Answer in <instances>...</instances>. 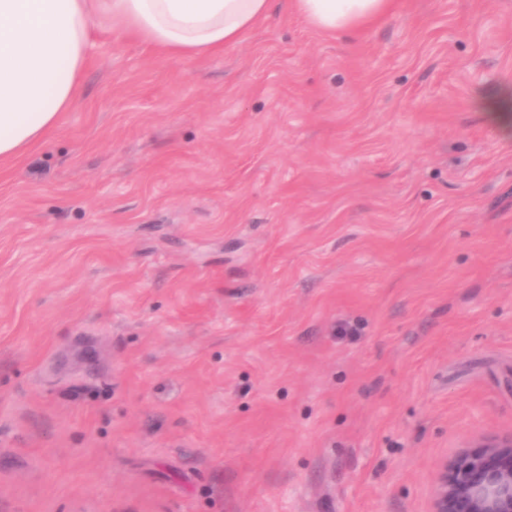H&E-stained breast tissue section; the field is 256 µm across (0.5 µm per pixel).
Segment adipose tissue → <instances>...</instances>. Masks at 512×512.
<instances>
[{"mask_svg":"<svg viewBox=\"0 0 512 512\" xmlns=\"http://www.w3.org/2000/svg\"><path fill=\"white\" fill-rule=\"evenodd\" d=\"M317 29L355 30L386 16L395 0H290ZM270 0H0V160L16 159L58 125L81 94L92 49L90 22L178 59L237 43Z\"/></svg>","mask_w":512,"mask_h":512,"instance_id":"ef3b65f1","label":"adipose tissue"}]
</instances>
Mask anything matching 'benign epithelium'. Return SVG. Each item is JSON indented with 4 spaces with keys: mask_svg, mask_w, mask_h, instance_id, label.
<instances>
[{
    "mask_svg": "<svg viewBox=\"0 0 512 512\" xmlns=\"http://www.w3.org/2000/svg\"><path fill=\"white\" fill-rule=\"evenodd\" d=\"M432 512H512V437L442 461Z\"/></svg>",
    "mask_w": 512,
    "mask_h": 512,
    "instance_id": "obj_1",
    "label": "benign epithelium"
}]
</instances>
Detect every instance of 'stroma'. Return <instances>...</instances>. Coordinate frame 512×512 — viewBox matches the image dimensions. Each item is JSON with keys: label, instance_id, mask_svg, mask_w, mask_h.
Returning a JSON list of instances; mask_svg holds the SVG:
<instances>
[{"label": "stroma", "instance_id": "stroma-1", "mask_svg": "<svg viewBox=\"0 0 512 512\" xmlns=\"http://www.w3.org/2000/svg\"><path fill=\"white\" fill-rule=\"evenodd\" d=\"M173 59L92 23L0 163V512H431L512 437V0ZM484 111L488 118L505 130L512 128V92L504 90L497 98L487 102Z\"/></svg>", "mask_w": 512, "mask_h": 512}]
</instances>
